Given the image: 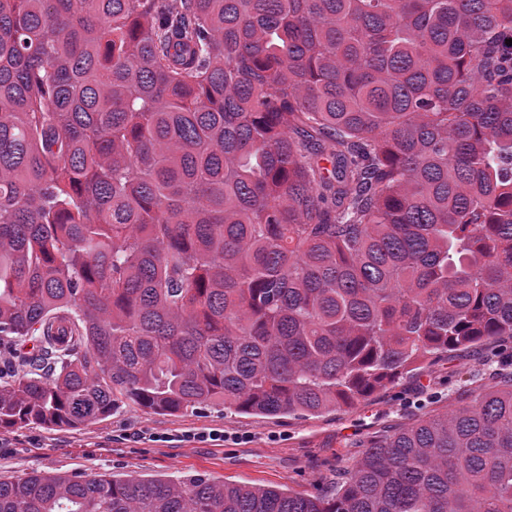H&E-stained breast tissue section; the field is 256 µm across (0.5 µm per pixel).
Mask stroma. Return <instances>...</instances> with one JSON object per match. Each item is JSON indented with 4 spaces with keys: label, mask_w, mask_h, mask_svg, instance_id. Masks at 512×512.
Masks as SVG:
<instances>
[{
    "label": "stroma",
    "mask_w": 512,
    "mask_h": 512,
    "mask_svg": "<svg viewBox=\"0 0 512 512\" xmlns=\"http://www.w3.org/2000/svg\"><path fill=\"white\" fill-rule=\"evenodd\" d=\"M482 356L477 350L432 362L419 375L353 408L319 416L256 417L231 414L220 405L160 416L129 406L79 430L25 426L15 431L17 447L0 448V479L33 470L66 475H201L221 483L289 487L316 494L355 466L360 441L409 424L421 412L448 408L451 393L465 380L490 382ZM144 428L161 434V441H135V433ZM204 428L248 432L252 439L221 446L177 439L182 431ZM30 436L39 438V447H26Z\"/></svg>",
    "instance_id": "1"
}]
</instances>
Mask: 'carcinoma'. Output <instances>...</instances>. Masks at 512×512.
Segmentation results:
<instances>
[{
	"label": "carcinoma",
	"mask_w": 512,
	"mask_h": 512,
	"mask_svg": "<svg viewBox=\"0 0 512 512\" xmlns=\"http://www.w3.org/2000/svg\"><path fill=\"white\" fill-rule=\"evenodd\" d=\"M512 0H0V430L349 408L512 337ZM318 494L0 480V512H512V369Z\"/></svg>",
	"instance_id": "obj_1"
}]
</instances>
